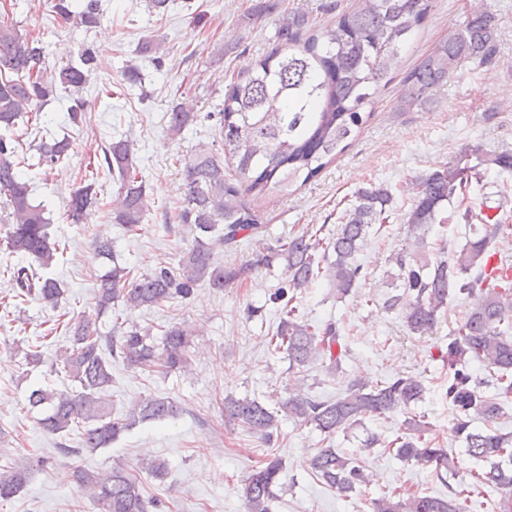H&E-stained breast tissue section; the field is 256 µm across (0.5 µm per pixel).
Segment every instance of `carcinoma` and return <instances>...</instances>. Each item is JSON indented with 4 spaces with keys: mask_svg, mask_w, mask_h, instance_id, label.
Masks as SVG:
<instances>
[{
    "mask_svg": "<svg viewBox=\"0 0 512 512\" xmlns=\"http://www.w3.org/2000/svg\"><path fill=\"white\" fill-rule=\"evenodd\" d=\"M51 12L65 23L91 29L100 20V0H49ZM432 0H357L352 9L336 15L321 32L308 26L305 17L282 20L277 30L278 47L259 59L244 77L230 80L219 110V134L224 155L229 157L236 178L224 176V162L209 150L200 149L186 161L182 186L186 206L178 212L181 224L194 225L196 244L183 253L177 266L165 263L136 274L120 265L112 241L98 240L96 255L112 261V268L97 276L93 295L97 309L105 313L114 306L127 309L158 307L175 299H188L205 286L222 290L240 281L248 267L224 266L213 259L217 245L228 249L243 232L262 229V217L246 196L286 193L297 184L317 177L336 156L350 147L370 119L368 112L378 90L391 80L399 51L427 20ZM497 36L495 17L482 11L438 43L403 79L398 110L422 109L434 88L465 60L487 64L493 61ZM98 62L86 48L79 61L61 67L47 66L43 40L21 32L9 20V10L0 19V204L6 212V250L29 259L10 267L20 297H30L51 306L63 294L61 284L45 275L58 253L51 238V219L34 202L30 183L21 167L19 142L14 132L28 115L50 122L41 107L67 93L73 104L61 127L79 125L86 101L83 92ZM197 113L179 104L169 112V132L180 136L194 123ZM67 136L41 137L34 144L37 165L49 169L67 156ZM109 171L118 176L119 189L112 215L129 232L142 230L151 206L144 181L137 172L133 143L113 139L103 150ZM512 173V153H484L476 148L417 179L411 209L407 212L404 243L389 256L397 268L400 293L388 298L387 306L402 310L408 329L431 330L451 302L465 300L469 309L448 338L441 354L448 364L445 394L451 406L449 431L463 444L469 459L480 464L467 469L436 439L425 438L428 425L410 415L424 398L426 388L416 375L375 382L351 381L334 400L288 389V396L269 395V404L257 398L224 397V416L259 439L270 441L284 416L300 426H310L330 438L371 417L406 415L404 431L387 443L405 462L434 465L437 477L460 479L461 490L436 497L409 492H384L370 500V512H468L471 495L482 487L501 491L495 512H512V434L493 427L503 412L502 400L512 396V257L500 244L512 238V225L505 224L487 202L466 206L462 219L464 241L455 246L441 240L439 256H423L428 235L436 224L454 217L450 207L464 202L472 182H481L484 171ZM91 183L78 186L70 196L67 217L81 223L85 211L96 201ZM391 190L383 184L361 188L345 210L336 232L325 236L303 231L286 240L261 244L251 263L271 269L283 265L285 278L274 299L283 302L275 332L267 348L283 353L292 373L313 361H321L327 373L335 374L349 354L340 327L322 326L299 316L292 301L323 278L342 299L364 278L356 255L370 226L388 220ZM67 344L56 351L53 362L62 365L74 388L60 391L38 385L27 396L30 409L41 411L37 423L46 433L67 439L80 431L77 447L59 451L79 457L109 447L136 425L176 418L183 413L174 400L149 395L131 403L119 417H112V360L134 369H158L169 373L191 365L193 331L173 323L156 338L152 328L113 326L102 333L83 319L70 328ZM483 368L478 376L474 365ZM38 458L28 467L0 468V500L20 493L34 469L46 466ZM142 469L161 481L169 474L164 459H149ZM308 470L326 486L347 496L364 483V466L358 458L336 448H320L308 460ZM282 461L258 462L243 480L245 512H273L279 497ZM77 487L91 494L98 512H160V501L144 495L134 470L115 465L106 470L78 468Z\"/></svg>",
    "mask_w": 512,
    "mask_h": 512,
    "instance_id": "1",
    "label": "carcinoma"
}]
</instances>
